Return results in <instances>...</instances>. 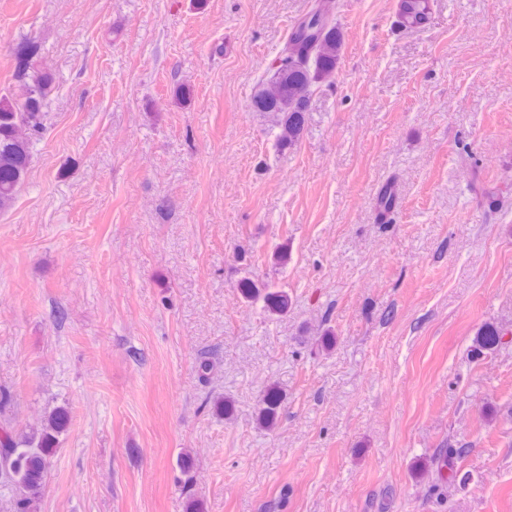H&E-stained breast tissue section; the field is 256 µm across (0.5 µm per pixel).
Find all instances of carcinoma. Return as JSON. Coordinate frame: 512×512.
Returning a JSON list of instances; mask_svg holds the SVG:
<instances>
[{"mask_svg":"<svg viewBox=\"0 0 512 512\" xmlns=\"http://www.w3.org/2000/svg\"><path fill=\"white\" fill-rule=\"evenodd\" d=\"M421 0H399L398 10L413 23L425 18ZM334 0H317L292 28L288 42L279 56L271 80L256 98L264 112L278 113L277 141L290 145L298 140L304 125V112L313 88L325 74L334 70L339 60L342 37L337 31L333 13ZM25 62L13 69L12 85L0 91V212L10 209L25 181L34 147L44 128V118L54 77L40 66L41 43L27 39L19 44ZM238 286L248 301L261 300L264 308L280 314L288 310V293L271 283L258 286L247 276ZM504 333L488 327L481 333V347L491 350L502 344ZM280 392L269 388L262 399L261 422L270 427L276 420ZM71 409L56 406L46 412L40 426L17 429L10 423L0 425V466L8 465V474L0 472V487L10 492L11 512H37L46 481L52 470L59 437L68 431ZM462 448H450L445 456L434 457L430 466L437 476L456 475L455 461L461 459Z\"/></svg>","mask_w":512,"mask_h":512,"instance_id":"carcinoma-1","label":"carcinoma"}]
</instances>
